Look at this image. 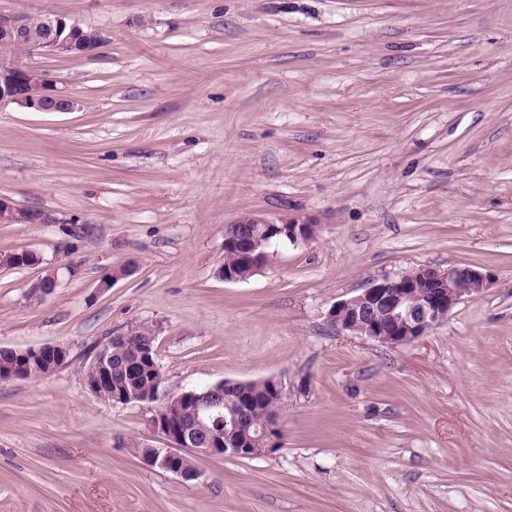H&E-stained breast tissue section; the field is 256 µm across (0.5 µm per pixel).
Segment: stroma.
Listing matches in <instances>:
<instances>
[{
  "instance_id": "35a3bbf8",
  "label": "stroma",
  "mask_w": 512,
  "mask_h": 512,
  "mask_svg": "<svg viewBox=\"0 0 512 512\" xmlns=\"http://www.w3.org/2000/svg\"><path fill=\"white\" fill-rule=\"evenodd\" d=\"M46 12L104 40L21 59L81 111L0 107V196L52 218L0 224V256L36 257L0 266V347L69 349L0 380V512H512V0H0ZM249 215L320 233L224 282ZM451 265L492 285L414 343L326 321ZM143 324L168 392L277 379L279 447L190 482L143 464L150 405L82 373Z\"/></svg>"
}]
</instances>
